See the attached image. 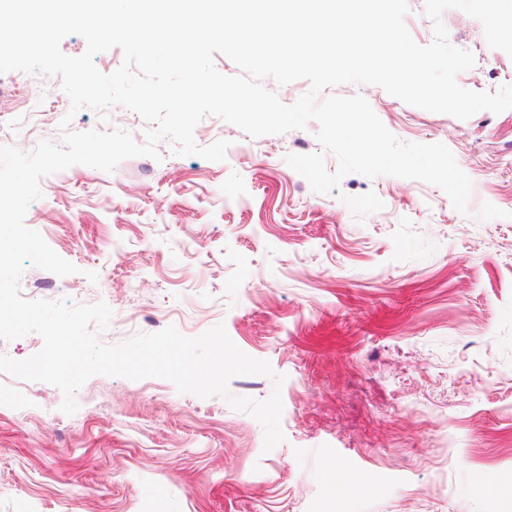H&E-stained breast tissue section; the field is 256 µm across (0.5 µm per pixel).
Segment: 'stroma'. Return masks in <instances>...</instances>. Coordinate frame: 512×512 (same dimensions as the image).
<instances>
[{"label": "stroma", "instance_id": "stroma-1", "mask_svg": "<svg viewBox=\"0 0 512 512\" xmlns=\"http://www.w3.org/2000/svg\"><path fill=\"white\" fill-rule=\"evenodd\" d=\"M442 22L475 58L460 86H512L479 20ZM326 93L365 97L400 141L446 145L472 181L467 213L387 175L314 192L286 161L319 152L337 169L314 122L253 138L209 116L195 141H229L225 161L164 139L157 161L44 177L25 224L77 271L27 266L29 299L106 302L107 345L224 325L284 375L230 382L259 401L280 390L284 439L264 451L253 417L166 379L94 376L71 415L46 383L50 411L0 399V512H512V109L460 120L374 85ZM34 96L73 131L109 127L71 112L59 78L21 72L0 74V124ZM369 191L384 207L356 220L341 197Z\"/></svg>", "mask_w": 512, "mask_h": 512}]
</instances>
